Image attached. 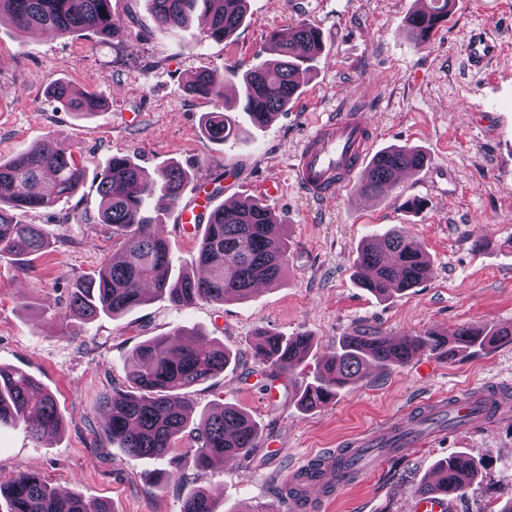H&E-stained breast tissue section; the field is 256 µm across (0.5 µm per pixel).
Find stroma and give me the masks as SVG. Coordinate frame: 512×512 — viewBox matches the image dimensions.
I'll list each match as a JSON object with an SVG mask.
<instances>
[{
    "mask_svg": "<svg viewBox=\"0 0 512 512\" xmlns=\"http://www.w3.org/2000/svg\"><path fill=\"white\" fill-rule=\"evenodd\" d=\"M455 2L424 46L414 45L405 29L416 0H248L245 23L221 43L203 39L197 16L180 37L160 35L145 0H112L124 27L108 43L92 33L44 37L0 23V158L50 136L86 170L74 196L28 215L52 241L31 268L0 259V367L32 374L65 417L60 433L38 443L21 425H0V482L35 472L58 492L110 501L113 512H180L185 495L197 489L212 493L216 512H287L278 489L299 466L331 459L352 438L415 407L443 409L445 399L469 388L505 401L494 415L466 425L423 429L421 445L394 460L381 457L321 498L316 512H415L419 484L438 460L459 451L482 458L485 469L444 512H498L512 499V340L452 358L428 351L393 370L368 371L320 408L298 405L316 365L354 331L404 338L463 324L512 326V0ZM299 21L320 28L325 53L289 110L263 129L246 128L239 140L205 138L198 120L216 104L188 93L191 74L266 58L270 31ZM480 24L497 35L501 51L478 75L462 45ZM58 79L98 93L104 107L64 111L46 92ZM340 99L367 115L375 149L407 144L425 153L424 169L400 180L396 192L420 197L426 210L408 213L395 201L360 196L354 180L326 203L295 187L292 157ZM115 154L149 169L176 164L197 172L181 199L185 206L197 192H209L215 178L222 187L217 203L265 199L286 224L281 279L248 300L183 309L157 300L117 319L65 318L74 281L114 251L95 221L99 174ZM270 182L281 193L269 199ZM175 217L168 209L164 224L173 266L198 274L205 226H183ZM401 226L420 242L430 273L416 287L380 299L359 285L357 249L372 232ZM67 238L74 246H64ZM178 326L189 340L223 343L232 361L191 389L195 414L171 456H129L104 439L101 400L127 386L138 344ZM261 330L314 338L303 363L271 385L254 358ZM223 405L257 423V452L205 469L189 466L199 413Z\"/></svg>",
    "mask_w": 512,
    "mask_h": 512,
    "instance_id": "obj_1",
    "label": "stroma"
}]
</instances>
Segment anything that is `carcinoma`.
<instances>
[{
	"label": "carcinoma",
	"instance_id": "obj_1",
	"mask_svg": "<svg viewBox=\"0 0 512 512\" xmlns=\"http://www.w3.org/2000/svg\"><path fill=\"white\" fill-rule=\"evenodd\" d=\"M148 2L162 34L184 28L198 11L205 17L204 38L222 42L247 18V0ZM417 2L406 18V29L412 42L423 46L432 38L436 25L448 20L451 0ZM5 18L20 32L40 26L62 35L90 31L110 41L122 31V22L112 11V0H0V21ZM269 43L271 57L229 71L240 85L238 98L224 103V111L206 112L200 117L201 130L208 139L223 143L236 140L237 112L247 113L252 126L260 128L288 111L311 72L312 62L325 50L320 30L306 22L295 24L286 33L271 31ZM223 89L224 79L209 70L197 72L187 85L189 93L211 100L222 98ZM48 93L71 112L102 109L101 97L75 94L63 82L49 85ZM426 163V156L415 146L379 150L371 157L358 192L380 200L392 198L398 174H417ZM84 177L69 148L54 139L1 159L0 259L8 258L24 267L49 246L43 226L27 223L25 216L70 198ZM193 180L192 173L176 165L149 171L129 155H114L108 160L99 176L97 218L112 237L119 257L73 283L70 316L82 321L101 315L114 318L156 298L181 308L199 300L223 303L231 298L246 299L255 284L281 277L288 257L283 224L256 199L230 208L215 207L209 213L197 257L208 270L206 277L173 274L169 242L151 201L174 205ZM428 265L417 239L404 228L365 240L356 258L358 268L372 272L362 287L378 297L416 287ZM511 335V331L494 326L462 325L448 334L426 331L394 344L387 336L357 331L336 343L313 372L299 402L312 410L333 401L343 390L357 385L368 368L389 371L424 351L448 355L455 348L485 349ZM184 336L185 329L176 327L165 336L139 344L129 367L128 388H116L102 399L108 416L103 436L132 456L162 459L169 455L193 409L187 398L189 390L224 373L230 364L224 345L191 344ZM312 345V337L306 333L281 336L260 331L254 341L255 358L269 369V376L277 377L295 369ZM0 422L22 425L38 442L61 431L63 416L54 397L42 391L32 375L0 369ZM198 440L193 465L205 468L214 461L250 456L258 447L259 430L250 416L224 406L203 414ZM481 468L482 460L459 452L437 464L435 477L424 479L417 493L436 494L445 486L448 496H461ZM0 501L5 503L6 512H112L105 500L88 501L76 493L61 496L31 472H21L7 484H0ZM181 512H215L213 499L204 490L193 491L183 499Z\"/></svg>",
	"mask_w": 512,
	"mask_h": 512
}]
</instances>
